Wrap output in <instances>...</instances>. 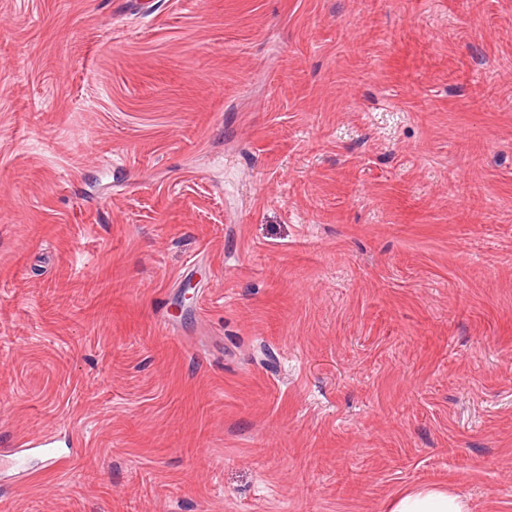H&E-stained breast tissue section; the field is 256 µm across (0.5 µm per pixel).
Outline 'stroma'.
<instances>
[{
  "mask_svg": "<svg viewBox=\"0 0 512 512\" xmlns=\"http://www.w3.org/2000/svg\"><path fill=\"white\" fill-rule=\"evenodd\" d=\"M0 512H512V0H0ZM57 441L56 435H50L47 433H42L35 437L30 438L29 446L33 448H42L43 455L50 461L52 464H55L58 467H67L70 466L73 462V459L70 457H59L52 450L53 445ZM388 508V512H470L466 499L436 484L401 491Z\"/></svg>",
  "mask_w": 512,
  "mask_h": 512,
  "instance_id": "stroma-1",
  "label": "stroma"
}]
</instances>
